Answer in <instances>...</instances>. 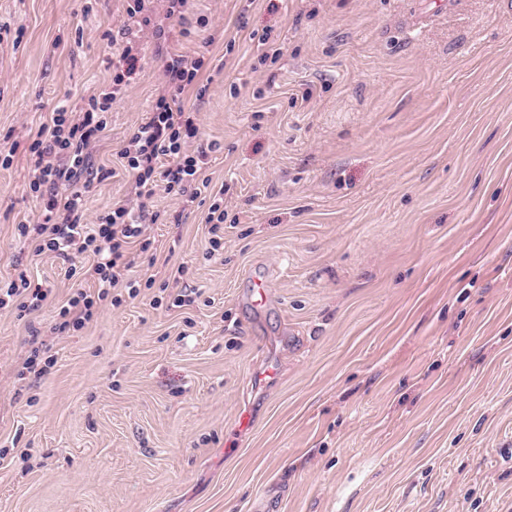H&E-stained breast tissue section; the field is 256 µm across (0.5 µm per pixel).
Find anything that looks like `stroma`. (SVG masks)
I'll list each match as a JSON object with an SVG mask.
<instances>
[{
	"mask_svg": "<svg viewBox=\"0 0 512 512\" xmlns=\"http://www.w3.org/2000/svg\"><path fill=\"white\" fill-rule=\"evenodd\" d=\"M129 5L0 0V282L24 270L53 298L0 309V512H512V0ZM128 45L91 160L145 121L166 56L205 53L183 103L224 245L206 259L208 195L157 190L134 270L155 287L59 335L86 282L19 234L39 218L27 147ZM135 197L98 179L87 212ZM172 280L195 303L151 308ZM35 331L57 362L17 379Z\"/></svg>",
	"mask_w": 512,
	"mask_h": 512,
	"instance_id": "1",
	"label": "stroma"
}]
</instances>
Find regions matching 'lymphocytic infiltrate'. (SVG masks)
Wrapping results in <instances>:
<instances>
[{"instance_id":"f902f5d3","label":"lymphocytic infiltrate","mask_w":512,"mask_h":512,"mask_svg":"<svg viewBox=\"0 0 512 512\" xmlns=\"http://www.w3.org/2000/svg\"><path fill=\"white\" fill-rule=\"evenodd\" d=\"M132 58L131 47H124L111 81L80 107L58 102L29 146L33 159L29 189L40 203L41 221L34 225L28 244L37 256L49 252L68 260L76 253L86 255V275L93 283L92 289L78 290L60 306L55 324L60 334L85 328L96 315L97 303L108 300L118 306L124 298H137L141 286L154 284L153 279L142 282L130 275L135 265L132 247L144 252L151 245L145 236L148 210L118 200L91 222L85 209L90 149L104 134L113 103L128 90ZM206 69V58L199 53L169 58L152 111L117 156L134 176L137 195L143 199L153 196L160 185L190 203L210 191L206 222L209 243L216 252L224 238V193L212 190L203 174L206 150L188 149L199 131L197 114L179 102L180 95L190 89L197 98H204L206 88L200 78Z\"/></svg>"}]
</instances>
